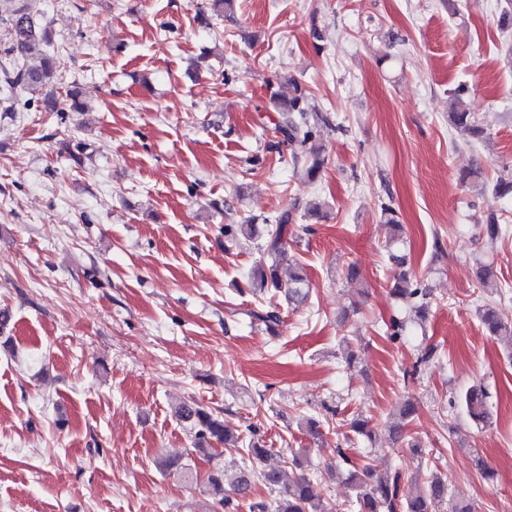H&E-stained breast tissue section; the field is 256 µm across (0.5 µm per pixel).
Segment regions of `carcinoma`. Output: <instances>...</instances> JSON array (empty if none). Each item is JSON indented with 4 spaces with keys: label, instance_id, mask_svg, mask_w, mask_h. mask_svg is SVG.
Here are the masks:
<instances>
[{
    "label": "carcinoma",
    "instance_id": "obj_1",
    "mask_svg": "<svg viewBox=\"0 0 512 512\" xmlns=\"http://www.w3.org/2000/svg\"><path fill=\"white\" fill-rule=\"evenodd\" d=\"M10 4L8 14L0 10V20L7 23L11 39V49L19 55L42 52L51 39L46 26L38 24L28 13L23 0H5ZM58 61L54 56H46L36 68L22 67L6 71L0 67V101L14 106V92L18 87L43 90L53 86ZM468 87L460 84L451 90L453 110L448 113V123L467 133L474 140L484 138V130L478 125L475 113L468 100ZM277 129L280 141L271 145L278 150L286 145L293 158H311L306 167V177L317 179L323 166L322 146L317 142V123L310 121L306 106V94L300 86H295V95L279 104ZM293 215L287 211L265 224L259 250L262 257L250 270L249 279L254 289H273L285 292L289 304L300 306L307 302L310 293L309 281L304 274L293 269L290 259L288 226ZM393 295L414 301L416 316L424 320L431 302L430 289L418 280L412 279L404 270L397 275ZM478 317L493 336H500L512 345V321L504 317L496 304L486 302L478 308ZM487 392L482 386H472L461 395L459 403L469 418L484 424L490 419L487 405ZM175 416L187 422L195 430L194 448L196 455L207 461L217 457L213 444L230 445L244 451L252 461V466L233 472L214 464L207 478L208 491L221 508L233 505L232 496L247 495L254 483L263 485L277 497L269 501H258L251 505L256 512H337L336 503L325 498V494L314 480L301 473L290 479L284 469L267 466L265 461L269 450L261 443L257 433L249 436L233 435L218 416L197 403L183 402L176 407ZM349 482L354 490L352 506L355 512H474L472 503L451 493L448 477L434 474L424 486L405 481L399 471L375 474L368 469L349 472Z\"/></svg>",
    "mask_w": 512,
    "mask_h": 512
}]
</instances>
